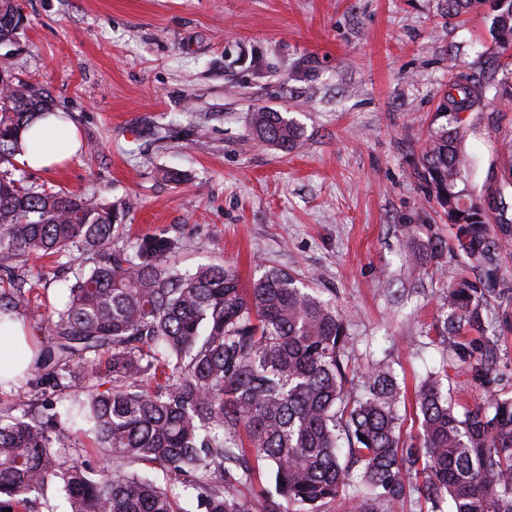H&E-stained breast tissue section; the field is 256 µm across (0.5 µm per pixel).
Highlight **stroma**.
Here are the masks:
<instances>
[{
    "mask_svg": "<svg viewBox=\"0 0 512 512\" xmlns=\"http://www.w3.org/2000/svg\"><path fill=\"white\" fill-rule=\"evenodd\" d=\"M23 18L0 67L45 86L84 153L15 178L117 208L119 245L176 242L180 269L223 264L242 283L291 273L348 321L354 377L390 363L406 395L448 368L457 414L512 397V194L506 249L468 257L417 174L453 72L512 67L488 9L449 18L445 0H16ZM297 122L299 148L255 137L252 112ZM471 188L494 186L512 110L465 112ZM181 172L179 183L162 170ZM78 250L18 273L47 311L62 308ZM457 272L481 288L482 330L441 335Z\"/></svg>",
    "mask_w": 512,
    "mask_h": 512,
    "instance_id": "stroma-1",
    "label": "stroma"
}]
</instances>
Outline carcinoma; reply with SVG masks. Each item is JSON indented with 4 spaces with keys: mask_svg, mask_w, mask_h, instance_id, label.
<instances>
[{
    "mask_svg": "<svg viewBox=\"0 0 512 512\" xmlns=\"http://www.w3.org/2000/svg\"><path fill=\"white\" fill-rule=\"evenodd\" d=\"M492 2L498 47L512 49V0H448L462 16ZM21 14L0 0V45ZM512 102V72L450 79L438 110L453 118L429 137L419 165L428 198L468 256L492 259L502 243L485 231L487 196L469 188L468 126L460 111ZM51 104L47 89L0 72V317L36 315L37 297L12 287L13 261L58 255L73 246L93 265L48 317L33 402L0 408V512H32L33 496L63 492L69 512H180L168 491L134 468L163 467L196 492L204 512H325L358 483L355 512H394L407 499L430 512H512V398L459 418L448 403L447 366L414 391L418 444L402 441L401 388L376 362L362 390L349 392L346 318L314 288L269 269L245 287L236 270L182 271L175 244L146 239L112 247L117 215L70 192L37 190L13 177L19 134ZM258 138L293 150L301 127L279 112L253 113ZM483 295L451 278L443 329L461 336L476 324ZM73 390L71 422L86 427L103 460L61 454L73 431L40 410L46 392ZM264 468L273 488L247 499L238 487ZM426 474L418 483L412 475Z\"/></svg>",
    "mask_w": 512,
    "mask_h": 512,
    "instance_id": "obj_1",
    "label": "carcinoma"
}]
</instances>
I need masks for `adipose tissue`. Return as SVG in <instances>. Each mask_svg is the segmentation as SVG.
Masks as SVG:
<instances>
[{
  "instance_id": "obj_1",
  "label": "adipose tissue",
  "mask_w": 512,
  "mask_h": 512,
  "mask_svg": "<svg viewBox=\"0 0 512 512\" xmlns=\"http://www.w3.org/2000/svg\"><path fill=\"white\" fill-rule=\"evenodd\" d=\"M20 161L31 169H50L80 154L84 146L77 130L63 118L36 120L20 135Z\"/></svg>"
}]
</instances>
